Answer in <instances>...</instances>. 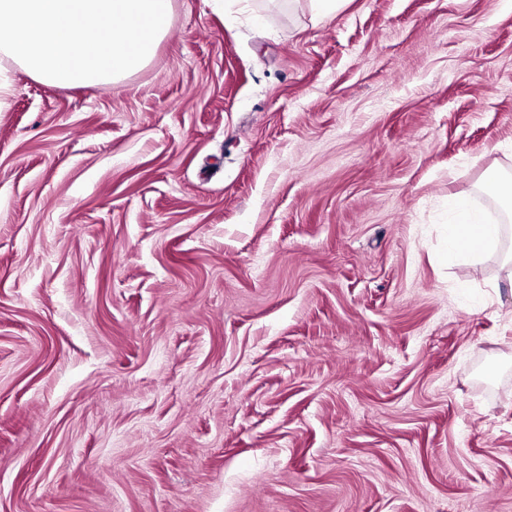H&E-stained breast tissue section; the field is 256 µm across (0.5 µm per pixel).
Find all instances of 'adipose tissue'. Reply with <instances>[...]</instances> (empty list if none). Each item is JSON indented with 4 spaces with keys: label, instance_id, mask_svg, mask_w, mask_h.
<instances>
[{
    "label": "adipose tissue",
    "instance_id": "adipose-tissue-1",
    "mask_svg": "<svg viewBox=\"0 0 512 512\" xmlns=\"http://www.w3.org/2000/svg\"><path fill=\"white\" fill-rule=\"evenodd\" d=\"M512 226L499 224L475 210L467 199L453 202L448 217V251L450 254L476 260L497 251Z\"/></svg>",
    "mask_w": 512,
    "mask_h": 512
}]
</instances>
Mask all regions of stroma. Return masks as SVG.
Wrapping results in <instances>:
<instances>
[{"instance_id":"1","label":"stroma","mask_w":512,"mask_h":512,"mask_svg":"<svg viewBox=\"0 0 512 512\" xmlns=\"http://www.w3.org/2000/svg\"><path fill=\"white\" fill-rule=\"evenodd\" d=\"M0 512H512V0H173L118 83L0 68ZM511 235L510 224H496L475 210L470 200L453 202L448 217V253L477 260L487 252L497 251L503 239Z\"/></svg>"}]
</instances>
